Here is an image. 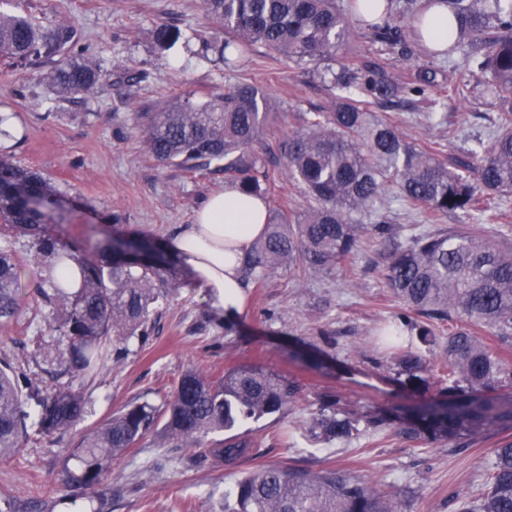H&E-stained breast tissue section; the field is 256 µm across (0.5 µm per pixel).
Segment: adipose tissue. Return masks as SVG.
Wrapping results in <instances>:
<instances>
[{
	"instance_id": "obj_1",
	"label": "adipose tissue",
	"mask_w": 512,
	"mask_h": 512,
	"mask_svg": "<svg viewBox=\"0 0 512 512\" xmlns=\"http://www.w3.org/2000/svg\"><path fill=\"white\" fill-rule=\"evenodd\" d=\"M267 208L232 187L210 196L194 224L168 242L169 252L207 291L212 306L226 314L242 310V259L265 229Z\"/></svg>"
}]
</instances>
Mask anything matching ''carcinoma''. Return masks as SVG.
<instances>
[{
  "instance_id": "1",
  "label": "carcinoma",
  "mask_w": 512,
  "mask_h": 512,
  "mask_svg": "<svg viewBox=\"0 0 512 512\" xmlns=\"http://www.w3.org/2000/svg\"><path fill=\"white\" fill-rule=\"evenodd\" d=\"M440 2L459 23L458 31L448 32L445 47L429 35V10ZM203 6L224 30L216 49L226 65L255 45L295 64L337 65L335 109L303 113L300 129L278 145L286 171L311 205L293 218L268 209L267 233L246 253L244 272L262 280L285 264L336 267L356 256L364 234L393 240L386 284L405 313L385 326L382 342L399 347L408 328L430 347L445 325L448 338L437 396L382 412L368 425L386 431L397 424L398 434L409 442L445 443L458 452L481 435H504L488 462L485 489L471 499L453 494L449 502L455 512H512V436H507L512 433V392L498 393L512 385V248L504 244L506 211L495 199L512 194V0H411L406 26L391 24L388 15L374 26L372 39L389 45L400 43L408 27L432 54L451 53L466 43L471 48L468 75L489 77L498 122L472 151V162L457 164L439 159L441 143H410L391 116L373 112V106L394 99L415 101L430 124L441 128L448 125L455 99L434 93L440 86L435 72L397 79L381 61L355 51V21L368 3L203 0ZM181 37L175 27L156 29L161 50ZM73 45L74 33L66 26L46 28L25 16L0 14V58L45 69L44 79L63 99L94 92L102 76L100 67L75 53ZM274 115L270 98L239 80L203 103L178 99L157 112H137L135 126L159 164L187 172L222 171L225 183L265 202L273 181L256 145ZM389 185L427 223L459 212L477 214L496 228L482 234L462 224L397 239L381 211ZM60 196L37 171L0 157V221L8 231L31 238L41 263L74 269L69 278H49L43 290L57 310L52 324L57 343L47 345V354H55L59 375L86 376L111 353L121 352L119 343L134 336L147 339L153 313L176 290L177 280L171 260L153 263L132 250L129 238L114 237L90 256L60 243L44 227L47 211ZM21 296V261L13 239L0 235L1 321L15 317ZM481 331L490 333L497 347L486 344ZM399 366L406 384L428 387L421 354L402 350ZM296 392L287 378L250 365L228 371L219 382L189 370L169 401L130 403L83 435L69 449L62 473L82 494L100 497L112 462L153 431L173 448L190 443L199 457L236 466L249 457L252 441L233 434L211 448L206 438L244 420L285 413ZM31 402L39 411L29 424L24 406ZM85 413L82 394L68 386L45 394L24 366L5 364L0 368V459L10 458L29 431L42 437L64 434ZM354 430L337 398L324 396L312 417L311 436L345 440ZM71 460L77 462L75 471ZM229 497L224 512H401L397 492L338 469L263 467L239 479Z\"/></svg>"
}]
</instances>
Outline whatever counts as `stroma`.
<instances>
[{
  "label": "stroma",
  "mask_w": 512,
  "mask_h": 512,
  "mask_svg": "<svg viewBox=\"0 0 512 512\" xmlns=\"http://www.w3.org/2000/svg\"><path fill=\"white\" fill-rule=\"evenodd\" d=\"M0 12L71 27L75 50L103 69L96 93L64 101L40 71L0 62V128L5 131L0 156L40 170L61 190L50 230L62 243L76 241L90 251L106 238L122 236L160 246L193 223L204 200L223 190V173L160 165L135 129L134 114L185 97L201 101L242 78L265 92L280 114L264 140L275 180L270 205L298 213L307 208L275 147L295 131L296 113L332 110L336 90L324 65L297 66L266 57L255 46L242 55L238 71H228L218 53L205 46L217 27L202 0H0ZM163 24L178 26L183 44L159 51L155 31ZM361 44L367 56L384 61L397 76L420 69L448 76L469 53L464 46L429 56L411 33L392 51L367 38ZM141 71L146 79L135 80ZM464 94L448 114V132L429 128L420 109L387 104L383 110L395 117L408 141H443L444 159L464 160L498 116L484 84L470 81ZM15 251L25 296L17 317L0 322V364L24 365L46 392L61 383L56 365L37 347L38 339L55 337L49 327L54 307L40 294L49 272L34 258L28 238H16ZM387 252L384 243L368 237L350 263L335 269L299 276L284 267L262 283L247 282L243 309L231 319L212 307L188 270H180L178 288L154 314L148 340H131L121 357L71 380L88 400L75 430L55 438L32 437L19 454L0 460V501H14L20 512H219L238 479L272 465L335 468L396 485L403 512H450L449 494L477 495L497 436L479 437L471 448L455 453L408 442L392 429L376 433L366 426L368 417L428 396L400 384L396 354L377 342L380 325L401 311L386 285ZM244 364L294 381L298 393L286 414L240 426L254 448L238 466L194 463V448L168 447L150 433L113 463L106 478L112 496L105 505L93 498L73 500L61 484L58 473L67 448L125 405L162 404L188 370L217 380ZM326 394L336 396L355 419L350 440L304 438L303 429Z\"/></svg>",
  "instance_id": "1"
}]
</instances>
